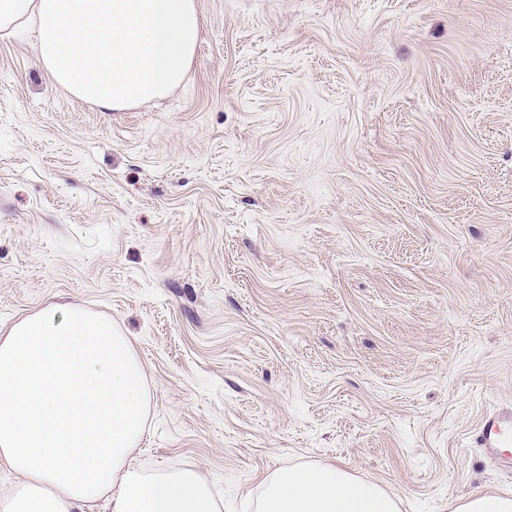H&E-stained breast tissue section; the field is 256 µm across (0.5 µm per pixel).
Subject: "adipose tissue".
<instances>
[{
    "label": "adipose tissue",
    "instance_id": "1",
    "mask_svg": "<svg viewBox=\"0 0 512 512\" xmlns=\"http://www.w3.org/2000/svg\"><path fill=\"white\" fill-rule=\"evenodd\" d=\"M202 28L196 0H0V33L36 31L50 79L106 111L178 87ZM150 390L110 317L50 303L0 335V462L15 475L0 512H223L196 466L147 469L136 451ZM256 512H399L397 497L336 464L275 470Z\"/></svg>",
    "mask_w": 512,
    "mask_h": 512
}]
</instances>
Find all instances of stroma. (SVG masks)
Instances as JSON below:
<instances>
[{
    "label": "stroma",
    "mask_w": 512,
    "mask_h": 512,
    "mask_svg": "<svg viewBox=\"0 0 512 512\" xmlns=\"http://www.w3.org/2000/svg\"><path fill=\"white\" fill-rule=\"evenodd\" d=\"M163 98L105 112L0 36V332L108 315L151 392L139 460L224 512L336 464L450 512L511 493L512 0H196ZM471 442L508 469L509 464H512L511 456L501 448L512 447V408L486 411L473 431Z\"/></svg>",
    "instance_id": "1"
}]
</instances>
